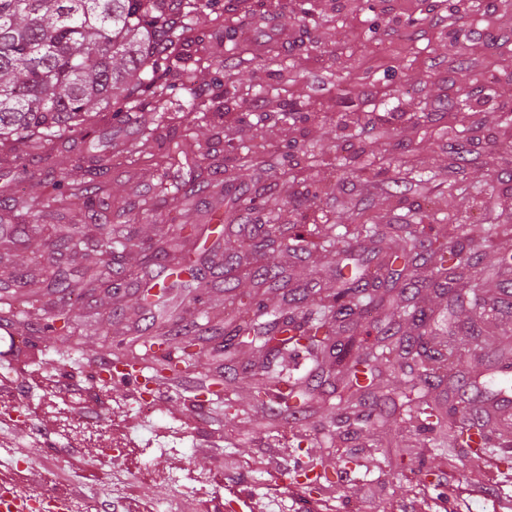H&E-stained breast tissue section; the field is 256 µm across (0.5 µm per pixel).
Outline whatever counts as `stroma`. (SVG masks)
Here are the masks:
<instances>
[{
  "mask_svg": "<svg viewBox=\"0 0 512 512\" xmlns=\"http://www.w3.org/2000/svg\"><path fill=\"white\" fill-rule=\"evenodd\" d=\"M182 37L190 51L170 78L168 102L145 101L120 118L101 113L94 133L72 147L25 143L0 158V191L11 196H50L49 170L81 177L76 157L111 162V218L133 241L114 257L122 288L108 289L96 265L76 254L63 264L72 293L47 296L34 268L49 255L60 216L45 212L35 219L39 233L0 239V281L27 272L17 291L37 300L0 329V479L19 492L69 491L82 512H126L134 495L140 512H208L215 502L234 503L236 512H425V500L440 495L446 512H512V466L497 452L512 443V370L502 368L512 362V312L496 308L501 283L512 282L501 264L512 255V0H214ZM189 100L198 111H182ZM458 143L469 151L460 168L448 161ZM346 145L358 157L343 167ZM366 165L379 185L373 193L365 190ZM195 180L208 185L207 206L173 199L172 189ZM324 222L336 226L334 244L316 230ZM176 224L192 225L186 260L201 274L170 290L164 310L144 308L145 284L170 276L145 262L140 247L159 246ZM263 224L278 227L286 248L242 260L234 294L225 293V251ZM359 224L378 225L379 237L357 238ZM407 224L427 243L473 240L480 270L492 273L479 283L465 276L447 291L435 286L431 264L410 271L429 332L461 342L457 378L435 383L430 399L445 404L464 391L501 416L495 450L445 466L436 463L431 434L393 406L371 427L337 428L336 368L313 375L304 350L281 359L254 348L224 361L219 315L232 300H254L267 322H313L321 299L340 287L337 265L349 257L381 262ZM264 263L278 266L277 285L255 277ZM471 288L474 298L452 304V293ZM398 289L382 280L376 292L385 306L344 322L340 336L369 347L376 323L388 321L401 336H416V323L394 302ZM298 293L309 302L296 309L289 301ZM61 307L71 310L73 329H53ZM149 324L191 325L204 350L163 384L145 414L131 385L95 370ZM228 365L229 395H205L203 385ZM265 369L309 379L306 418L251 413L254 378ZM51 416L57 424L44 426ZM390 441L408 444L413 457L391 458ZM361 451L369 461L352 468ZM298 459L327 472L333 488L308 495L295 481ZM475 480L482 495L454 494Z\"/></svg>",
  "mask_w": 512,
  "mask_h": 512,
  "instance_id": "obj_1",
  "label": "stroma"
}]
</instances>
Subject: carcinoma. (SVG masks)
I'll use <instances>...</instances> for the list:
<instances>
[{"mask_svg":"<svg viewBox=\"0 0 512 512\" xmlns=\"http://www.w3.org/2000/svg\"><path fill=\"white\" fill-rule=\"evenodd\" d=\"M210 0H186L185 10L169 20L160 10L158 0H0V146L13 147L16 141H54L75 135L86 138L98 113L118 104H136L148 98L163 100L169 88L158 80L159 67L167 61L176 64L184 58L177 31L190 24L198 10ZM108 167L80 180L66 176L53 178L55 194L37 197H0V209L35 216L42 207L57 206L76 213L80 220L62 225L56 231L55 247L76 252L86 247L85 232L95 225L106 230L111 253L125 251L131 242L121 224L102 222L101 209L109 199L105 179ZM405 236L392 262L404 265L430 261L442 280L462 277L471 265V248L458 241L442 242L428 253L421 250L411 225H404ZM47 287L66 293L71 283L59 265L50 262L40 267ZM342 287L326 305L330 319L308 326L307 343H291L313 358L324 353L336 354V361L352 362L336 392V410L347 422L362 427L372 423L380 396L370 385L360 384L358 366L395 364V357L424 359L423 377L408 380L415 398L408 399L411 411L421 426L446 440L450 448H470L476 443L484 448L488 425L482 411L469 410V419L456 420L448 410L424 401L433 379L447 374L453 350L448 356L436 357L419 338L411 341L397 337L390 325L378 328L379 341L368 349L352 350L330 335L331 324L361 315L363 308L383 305L369 292L375 282L364 274L339 273ZM411 278L402 282L400 303L410 316L426 324L428 317L408 304L414 298ZM257 312L250 308L234 309L231 322L233 337L254 335L253 341L264 343L266 328L256 322ZM142 342L150 368L158 375H177L176 364L167 354L154 351L162 344L159 335L148 328ZM279 396L293 400L288 411L270 409L273 417L298 419L306 412L311 393L286 378L276 381Z\"/></svg>","mask_w":512,"mask_h":512,"instance_id":"cac0c4a2","label":"carcinoma"}]
</instances>
